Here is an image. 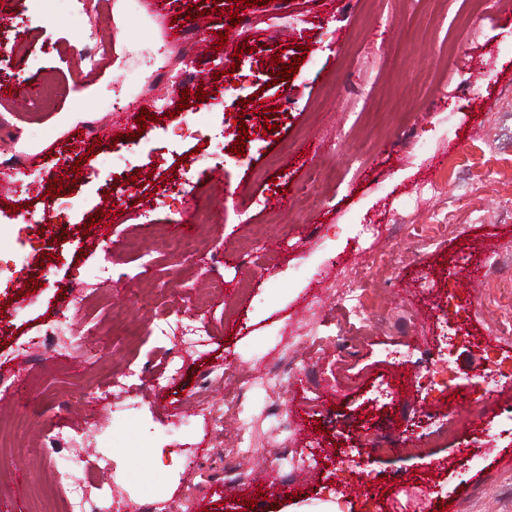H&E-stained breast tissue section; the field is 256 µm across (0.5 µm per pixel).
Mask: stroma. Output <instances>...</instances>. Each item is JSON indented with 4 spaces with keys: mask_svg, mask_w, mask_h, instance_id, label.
Segmentation results:
<instances>
[{
    "mask_svg": "<svg viewBox=\"0 0 512 512\" xmlns=\"http://www.w3.org/2000/svg\"><path fill=\"white\" fill-rule=\"evenodd\" d=\"M75 11L76 0H48L40 12L30 0H0V119L9 129L0 134V157L26 153L41 187L59 180L60 195L75 202L37 226L23 223L17 206L40 212L55 198L27 193L21 176L0 189V368L23 361L34 378L26 404L0 396V419L17 422L36 474L44 472L46 429L66 422L100 434L70 454L111 459L108 472L94 476L108 512H140L163 499L181 501L182 512H280L334 494L344 512H512V419L488 405L476 380L501 361L495 387L512 396V273L471 280L472 260L512 258V0L488 15L474 14L469 0H277L271 9L166 0L160 13L152 0H102L98 35L110 49L93 69L79 55L90 27ZM60 14L66 23L57 22ZM191 25L206 36L194 62L198 78L186 83L187 109L147 123L136 138L126 126L119 142H73L74 127L109 128L129 102L145 100L164 73L162 47L181 42ZM223 32L243 56L228 75L231 88L216 96ZM301 46L306 60L295 78L272 82ZM39 83L52 94L17 97ZM201 91L219 114L223 147L166 134L190 119ZM267 108L278 131L264 129ZM238 112L241 127L233 121ZM242 127L249 138L240 156L233 148ZM196 148L207 162L184 170L182 157ZM106 152L112 164L93 167L92 156ZM61 157L78 162L79 172L58 166ZM316 169L327 178L315 195H300V182ZM186 172L195 191L219 179L230 192L200 227L202 252H150L167 226L185 219ZM362 224L373 225V236H356ZM102 265L133 291L81 309L59 336L58 354L37 357L60 288L83 280L96 290L92 274ZM213 274L223 275L227 298L202 315L196 298ZM339 278L360 283L384 326L347 356L337 355L334 340L337 321L347 317L332 287ZM463 310L466 337L447 348L444 334ZM159 315L208 324L172 377L168 360L181 343L174 333L135 341L112 333L113 324L138 328ZM313 330L319 340L302 353L305 370L276 396L303 419L305 434L284 439L257 424L259 450L242 467V485L229 489L224 441L207 420L236 391L225 367L261 376L279 339ZM408 344L416 364L385 362L384 352ZM442 356L451 381L420 396L416 365ZM127 365L141 373L124 394L129 411L95 405L96 380ZM160 376L165 386L152 387ZM385 383L394 405L362 420L374 388ZM458 406L482 413L497 445L469 466L474 434L465 432L437 448L444 468L434 471L399 431L424 409L444 423ZM348 444L357 446L359 466L324 467L315 478L297 474L268 488L281 446L323 453ZM145 447L163 448L161 464L145 463ZM379 470L389 484L372 481Z\"/></svg>",
    "mask_w": 512,
    "mask_h": 512,
    "instance_id": "1",
    "label": "stroma"
}]
</instances>
